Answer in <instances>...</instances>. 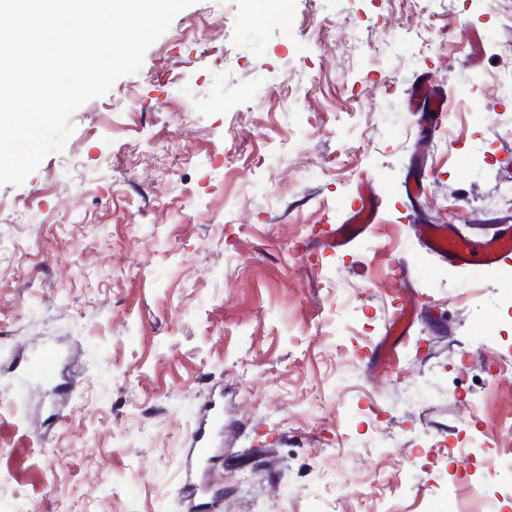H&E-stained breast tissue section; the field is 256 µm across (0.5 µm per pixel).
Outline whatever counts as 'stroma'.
Wrapping results in <instances>:
<instances>
[{"label":"stroma","instance_id":"obj_1","mask_svg":"<svg viewBox=\"0 0 512 512\" xmlns=\"http://www.w3.org/2000/svg\"><path fill=\"white\" fill-rule=\"evenodd\" d=\"M287 12L197 0L0 186V512H188L217 387L221 512H512V263L414 230L512 224V0ZM426 76L445 126L406 106ZM365 186L375 222L329 246ZM401 265L418 313L379 373ZM45 348L68 391L32 397Z\"/></svg>","mask_w":512,"mask_h":512}]
</instances>
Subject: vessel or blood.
<instances>
[{"mask_svg":"<svg viewBox=\"0 0 512 512\" xmlns=\"http://www.w3.org/2000/svg\"><path fill=\"white\" fill-rule=\"evenodd\" d=\"M410 105L426 110L433 121L446 118V100L435 91L430 81L422 80L409 100ZM377 211L375 198L360 199L352 208L349 222L337 228L332 237L333 244L344 246L362 235L369 218ZM427 245L437 255L454 262L462 268L475 266L494 267L512 259V225H500L492 234L473 241L465 237L447 234L445 228L428 225L423 229ZM26 372L31 378L50 382L55 378L53 355L45 352L34 358ZM224 429V393L215 391L202 409L193 431L194 446L191 450L190 476L193 496L203 502L205 512H210L222 502L224 493L208 479L216 464L214 439Z\"/></svg>","mask_w":512,"mask_h":512,"instance_id":"1","label":"vessel or blood"}]
</instances>
